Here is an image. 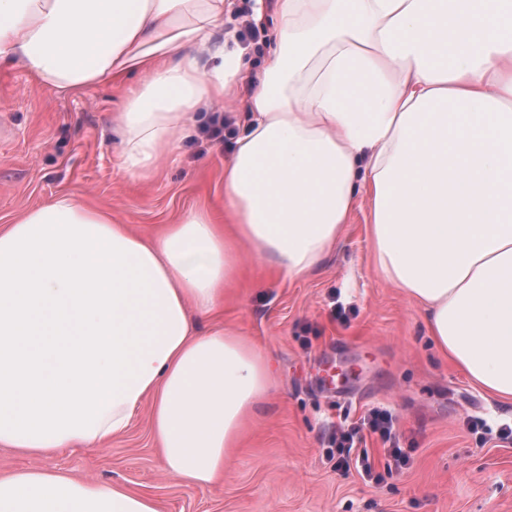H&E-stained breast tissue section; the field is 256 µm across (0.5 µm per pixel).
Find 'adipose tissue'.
<instances>
[{
  "instance_id": "adipose-tissue-1",
  "label": "adipose tissue",
  "mask_w": 512,
  "mask_h": 512,
  "mask_svg": "<svg viewBox=\"0 0 512 512\" xmlns=\"http://www.w3.org/2000/svg\"><path fill=\"white\" fill-rule=\"evenodd\" d=\"M228 0H0V64L63 93L138 75L114 119L130 180L195 113L250 82L224 163V218L151 235L65 193L0 225V447H101L147 409L165 471L224 478L276 391L261 347L194 323L244 255L296 280L369 200L376 271L421 306L439 352L512 402V0H276L264 66ZM0 512H159L64 472L0 477Z\"/></svg>"
}]
</instances>
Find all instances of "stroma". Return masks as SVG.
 I'll list each match as a JSON object with an SVG mask.
<instances>
[{"mask_svg": "<svg viewBox=\"0 0 512 512\" xmlns=\"http://www.w3.org/2000/svg\"><path fill=\"white\" fill-rule=\"evenodd\" d=\"M135 81L62 94L22 65L0 66V225L62 193L140 233L222 204L248 88L232 104L197 112L175 154L133 182L112 117ZM223 121L229 135L211 138L209 127ZM366 218L359 203L339 245L302 279L250 259L231 287L215 321L266 350L279 393L249 425L222 484L199 492L166 477L143 413L102 449L78 444L31 457L0 447V474L63 470L118 482L156 500L160 512H512V438L500 435L512 426V403L437 352L422 309L376 273ZM340 363L359 376L327 385L326 368ZM377 411L392 419L403 467L368 426ZM357 426L382 483L356 466L338 471L327 455L334 430Z\"/></svg>", "mask_w": 512, "mask_h": 512, "instance_id": "stroma-1", "label": "stroma"}]
</instances>
